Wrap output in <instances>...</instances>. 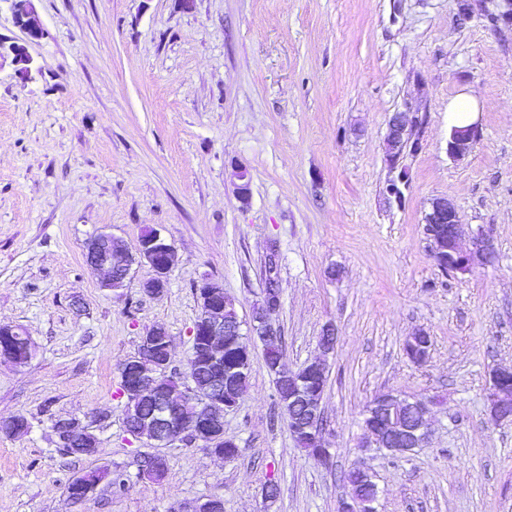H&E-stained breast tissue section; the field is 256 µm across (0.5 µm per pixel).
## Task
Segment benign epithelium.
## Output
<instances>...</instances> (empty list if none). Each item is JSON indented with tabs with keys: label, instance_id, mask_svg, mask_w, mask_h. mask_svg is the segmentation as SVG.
Masks as SVG:
<instances>
[{
	"label": "benign epithelium",
	"instance_id": "7a95c632",
	"mask_svg": "<svg viewBox=\"0 0 512 512\" xmlns=\"http://www.w3.org/2000/svg\"><path fill=\"white\" fill-rule=\"evenodd\" d=\"M13 23L23 31L28 40L39 41L47 31L38 16L33 0H11ZM10 61L15 75L28 82L40 73L27 44L0 35V62ZM479 127L454 128L448 139V155L461 159L471 152L478 139ZM410 137L399 114H394L389 122L387 149L392 162H397L404 145ZM425 233L430 256L445 273L465 272L471 265V254L459 245L461 216L456 204L446 198L431 202L425 214ZM120 246L108 233H100L89 241L86 249L87 263L104 271L102 286L114 291L124 287L134 263L145 262L154 271V277L144 284L149 294H159L166 288L168 273L174 265L175 252L159 233L154 232L141 238L136 255H119ZM265 309L253 317L252 330L256 338L267 343L277 338L271 327L267 312L280 304L279 295L274 289L266 290ZM200 315L192 329V335L198 337L196 353L193 355L195 367H204L214 373L211 386L199 391L188 385L185 394L196 401L197 422L186 425L174 411V404L163 396L159 389L160 379L183 380L174 370L169 369L171 338L167 332L159 329L144 337L137 354L122 367L120 391L126 401L137 400L154 404L153 412L147 416L150 434L137 430L128 434L148 448L156 449L146 454V458L158 463L163 458L160 449L168 448L177 441L217 443L223 438L218 432L224 420V412L238 405L242 391L237 383L243 373L251 368V339L240 336L241 324H224V289L215 281H205L199 289ZM1 336H11L20 340L26 351V358L16 359L8 353H1L0 359L22 365L31 358V343L25 331L19 327L0 326ZM240 342L243 364L232 369H224V343L229 339ZM269 371L274 374L277 387L288 390V428L292 433H308L322 439L324 419L322 401L325 389L328 365L320 359L304 364L292 373L287 368L272 365ZM492 391L489 394V414L499 423L512 417V367L498 368L490 375ZM429 403L422 397H406L394 391L377 395L366 408L364 420L367 438L365 447L375 446L392 456H401L427 445L430 437L428 414ZM53 430L63 434L77 455L85 453L81 444L92 433L77 419H59L54 422ZM376 499L364 500L351 498L342 502L341 512H377Z\"/></svg>",
	"mask_w": 512,
	"mask_h": 512
}]
</instances>
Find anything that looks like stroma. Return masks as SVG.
<instances>
[{
  "label": "stroma",
  "instance_id": "stroma-1",
  "mask_svg": "<svg viewBox=\"0 0 512 512\" xmlns=\"http://www.w3.org/2000/svg\"><path fill=\"white\" fill-rule=\"evenodd\" d=\"M455 2L35 0L41 76L0 66V325L33 345L24 366L0 361V422L30 423L0 434V512H171L210 496L224 512H338L356 465L375 476L377 512H512V424L487 409L491 372L512 365V25L495 22L498 0H469L465 17ZM460 93L475 99L480 136L456 161L448 102ZM397 112L415 148L394 196L385 139ZM436 198L460 211L466 273L429 255ZM148 228L176 252L165 290L143 291L146 264L120 293L102 287L87 241L106 232L133 251ZM481 234L492 258L476 250ZM206 280L246 335L275 288L285 363L326 357L330 460L298 447L258 347L224 414L238 457L178 442L163 480L139 477L119 370L156 325L185 370ZM421 331L432 345L417 365L403 347ZM386 391L431 400L426 447L361 451L364 411ZM61 418L87 424L98 454L60 456ZM97 466L127 490L103 484L73 502L68 482Z\"/></svg>",
  "mask_w": 512,
  "mask_h": 512
}]
</instances>
